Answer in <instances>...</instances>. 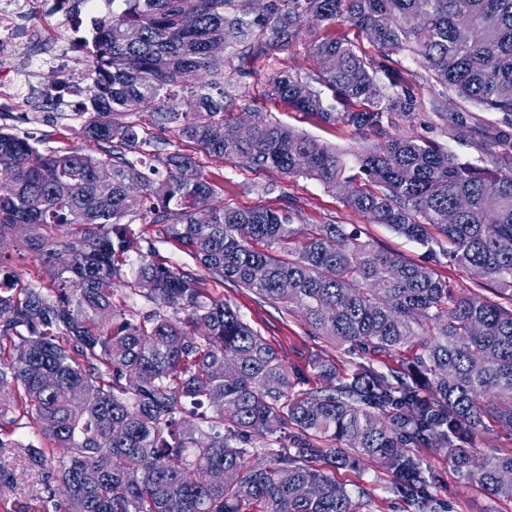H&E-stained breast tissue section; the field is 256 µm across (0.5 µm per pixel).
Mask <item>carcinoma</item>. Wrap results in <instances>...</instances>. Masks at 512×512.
<instances>
[{
	"label": "carcinoma",
	"mask_w": 512,
	"mask_h": 512,
	"mask_svg": "<svg viewBox=\"0 0 512 512\" xmlns=\"http://www.w3.org/2000/svg\"><path fill=\"white\" fill-rule=\"evenodd\" d=\"M252 5L121 0L88 28L75 17L92 72L74 87L77 135L92 154L57 148L33 166L38 141L0 124V246L11 236L50 277L0 278V448L51 462L66 489L52 512L74 497L84 512H363L366 493L317 466L357 455L390 471L416 512H436L434 477L417 453L432 443L466 483L512 499V449L478 461L463 446L478 427L512 428V167L391 134L418 103L384 96L378 79L391 56L408 53L442 92L511 115L512 0H265L257 22L246 19ZM343 9L380 58L330 31ZM308 21L326 29L308 41L317 74L284 67L269 96L363 135L354 174L336 149L258 107H245L247 137L224 110V57L212 49L242 48L239 72L249 74L288 53ZM176 87L190 88L185 109ZM151 103L158 124L179 125L208 155L318 181L369 223L438 246L494 296L461 291L344 224L306 228L286 208L215 204L218 186L195 157L117 121ZM104 165L106 196L96 189ZM135 220L145 226L137 235L127 230ZM160 237L211 278L298 312L351 371L320 362V385L302 388L199 274L169 265ZM59 252L70 254L65 267ZM119 288L151 307L115 303ZM17 411L48 447L14 437ZM286 427L290 444L250 463L256 441L267 447ZM214 470L236 479L215 484Z\"/></svg>",
	"instance_id": "cac0c4a2"
}]
</instances>
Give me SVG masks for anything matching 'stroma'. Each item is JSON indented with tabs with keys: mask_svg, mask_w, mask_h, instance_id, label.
Segmentation results:
<instances>
[{
	"mask_svg": "<svg viewBox=\"0 0 512 512\" xmlns=\"http://www.w3.org/2000/svg\"><path fill=\"white\" fill-rule=\"evenodd\" d=\"M50 0H29L16 19L17 36L24 49L33 52L40 64L28 77L31 95L23 111L14 113L11 125L18 132L33 138L53 133L55 140L70 147L92 151V144L77 137L79 126L72 112L39 97L45 86L74 77L83 68L82 56L68 59L62 55L56 41L44 32L41 12ZM239 51L224 52V80L230 88L228 109L241 112L244 105L258 106L270 112L282 123L326 143L352 158L360 145V137L343 124L329 125L315 117L289 109L270 100L265 92L270 76L280 68L305 77L315 74L316 66L303 44H295L285 59L263 62L257 73L238 71ZM390 72L381 76L384 90H391L393 76H400L403 86L413 93L420 104L416 114L399 121L401 134H419L448 148L461 161L483 166L487 163L480 140L472 132L479 126L496 135L502 142L497 150V163L512 166V114L486 111L455 96H442L428 79V71L407 54L395 55L389 64ZM144 131L157 139L167 140L172 148L186 150L196 157L203 174L221 186L218 195L223 204L239 208L278 209L293 202V221L297 224H344L373 239L386 249L406 258L424 263L458 288L475 287L470 275L453 266L442 251L431 252L415 242L398 236L381 224H371L352 211L321 184L306 178H288L278 172H261L239 163L218 159L201 148L182 141L176 131L155 123L151 107H144L135 116ZM211 296L224 300L239 310L243 319L275 347L289 371L300 373L309 384H316L315 366L319 360H341L342 354L327 340L311 336L299 313L273 306L257 299L246 289L228 282L208 281ZM424 464L432 471L435 481L430 492L440 505V512H512V500L494 496L465 484L448 464L447 454L437 448L421 449ZM13 475L12 483L0 482V512H44L46 497L62 496L63 490L50 467L33 465L25 455L0 451V471ZM325 472L350 491L364 490L371 498V512H416L411 497L394 492L391 473L379 463L363 459L354 467L325 465Z\"/></svg>",
	"mask_w": 512,
	"mask_h": 512,
	"instance_id": "35a3bbf8",
	"label": "stroma"
}]
</instances>
